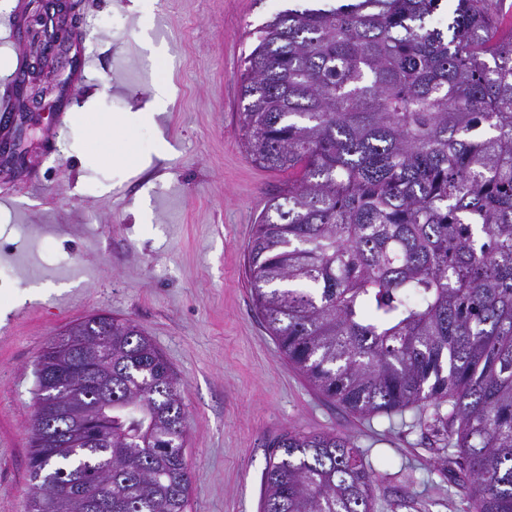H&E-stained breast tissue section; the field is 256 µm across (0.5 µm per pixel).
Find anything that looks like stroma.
<instances>
[{"label":"stroma","mask_w":512,"mask_h":512,"mask_svg":"<svg viewBox=\"0 0 512 512\" xmlns=\"http://www.w3.org/2000/svg\"><path fill=\"white\" fill-rule=\"evenodd\" d=\"M68 65L0 167V512H27L36 370L70 325L134 322L175 371L187 415L188 512H260L282 433L338 432L372 469L376 512H466L448 448L413 411L360 417L291 368L251 296L247 242L288 175L239 139L238 76L256 31L296 0H71ZM31 0H0V96L19 107ZM160 124L143 112L155 86ZM97 113L96 148L83 113ZM130 122L128 160L108 152ZM166 158H156L159 139Z\"/></svg>","instance_id":"1"}]
</instances>
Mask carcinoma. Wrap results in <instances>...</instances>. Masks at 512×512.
<instances>
[{
	"label": "carcinoma",
	"mask_w": 512,
	"mask_h": 512,
	"mask_svg": "<svg viewBox=\"0 0 512 512\" xmlns=\"http://www.w3.org/2000/svg\"><path fill=\"white\" fill-rule=\"evenodd\" d=\"M504 0H347L287 9L239 76L241 146L290 174L248 242L253 303L288 363L358 416L419 410L448 440L467 512H512V32ZM112 345L105 437L43 447L28 512H187L186 416L174 371L131 321L77 329ZM40 357L36 409L81 394ZM262 512H375L346 436L287 431Z\"/></svg>",
	"instance_id": "obj_1"
}]
</instances>
